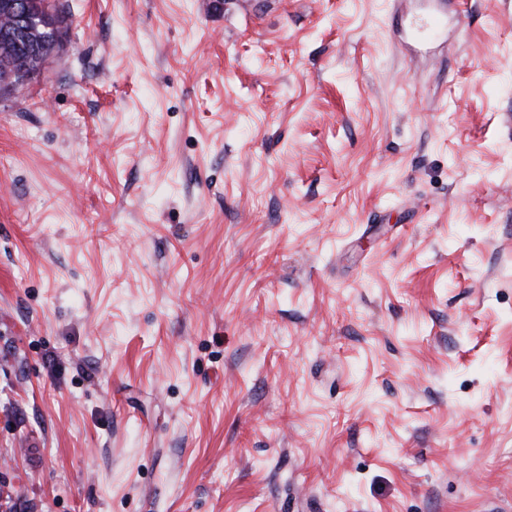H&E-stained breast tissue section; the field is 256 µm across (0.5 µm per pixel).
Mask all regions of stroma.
<instances>
[{"label":"stroma","mask_w":512,"mask_h":512,"mask_svg":"<svg viewBox=\"0 0 512 512\" xmlns=\"http://www.w3.org/2000/svg\"><path fill=\"white\" fill-rule=\"evenodd\" d=\"M69 0L0 92V512L512 502V0ZM38 3L47 11L51 23L53 24L57 33V40L55 44L46 51H42L39 45H34L24 38H19L16 44L10 47L7 52L10 57L24 58L26 59L33 71V74L37 73L44 63V61L55 51V49L62 42L63 37L68 31V21L70 17L69 6L62 3L60 0H38ZM46 52V53H45ZM45 53L44 58L39 61L40 56Z\"/></svg>","instance_id":"1"}]
</instances>
